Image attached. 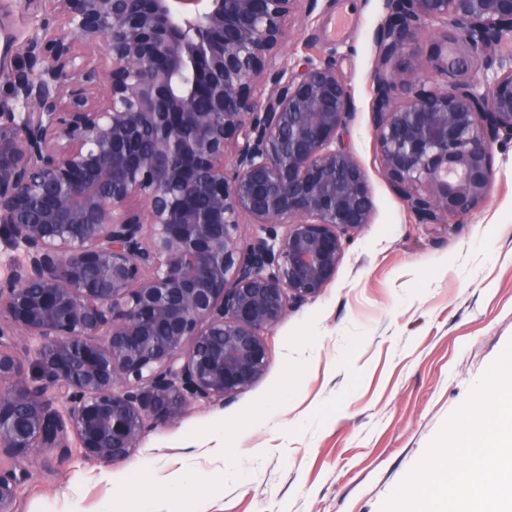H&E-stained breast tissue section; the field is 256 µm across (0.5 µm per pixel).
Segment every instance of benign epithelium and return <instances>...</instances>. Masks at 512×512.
I'll return each instance as SVG.
<instances>
[{"instance_id": "benign-epithelium-1", "label": "benign epithelium", "mask_w": 512, "mask_h": 512, "mask_svg": "<svg viewBox=\"0 0 512 512\" xmlns=\"http://www.w3.org/2000/svg\"><path fill=\"white\" fill-rule=\"evenodd\" d=\"M317 2L0 0V236L19 251L0 276V512L32 450L122 463L147 425L250 387L264 334L371 223L350 90L284 47ZM384 6L380 166L420 223L467 215L512 140V0ZM15 15L41 18L33 36ZM425 28L449 47L426 77L399 63Z\"/></svg>"}]
</instances>
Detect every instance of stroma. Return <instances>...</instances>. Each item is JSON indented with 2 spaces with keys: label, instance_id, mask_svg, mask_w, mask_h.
<instances>
[{
  "label": "stroma",
  "instance_id": "stroma-1",
  "mask_svg": "<svg viewBox=\"0 0 512 512\" xmlns=\"http://www.w3.org/2000/svg\"><path fill=\"white\" fill-rule=\"evenodd\" d=\"M343 14L351 23L333 37ZM382 17V0H318L288 23L291 60L331 57L351 92L343 139L374 213L333 281L269 332L252 386L147 430L135 459L196 468L182 512H380L512 341V142L495 145L489 195L470 216L419 223L377 160L370 75ZM218 427L231 461L210 453ZM19 465L29 474L19 512H99L131 468L61 461L51 448Z\"/></svg>",
  "mask_w": 512,
  "mask_h": 512
}]
</instances>
